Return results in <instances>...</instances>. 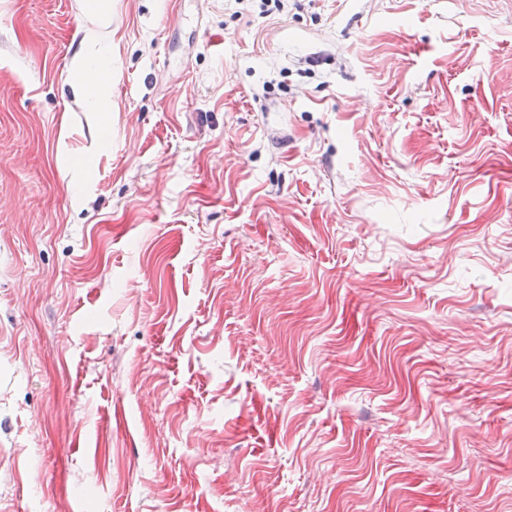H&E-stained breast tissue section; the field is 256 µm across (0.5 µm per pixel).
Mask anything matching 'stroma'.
<instances>
[{
    "label": "stroma",
    "instance_id": "35a3bbf8",
    "mask_svg": "<svg viewBox=\"0 0 512 512\" xmlns=\"http://www.w3.org/2000/svg\"><path fill=\"white\" fill-rule=\"evenodd\" d=\"M109 5L0 0V512H512V0ZM106 87V81L95 69L81 66L80 80L73 86V103L82 108L91 98H96L99 112L106 111L112 115V103L101 99V92Z\"/></svg>",
    "mask_w": 512,
    "mask_h": 512
}]
</instances>
